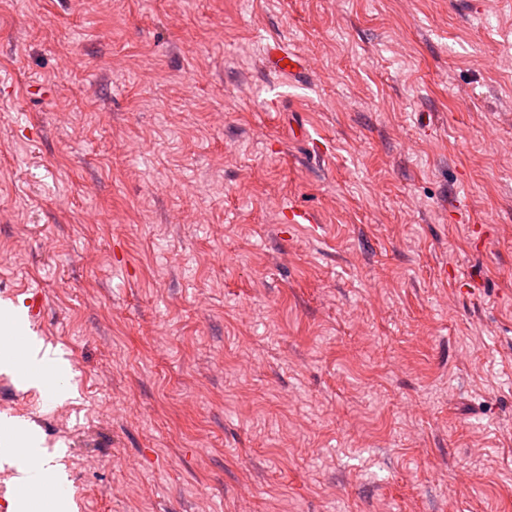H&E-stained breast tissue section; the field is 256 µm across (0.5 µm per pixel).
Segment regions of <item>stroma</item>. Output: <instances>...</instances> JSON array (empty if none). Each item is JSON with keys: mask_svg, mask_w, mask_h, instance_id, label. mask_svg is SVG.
Wrapping results in <instances>:
<instances>
[{"mask_svg": "<svg viewBox=\"0 0 512 512\" xmlns=\"http://www.w3.org/2000/svg\"><path fill=\"white\" fill-rule=\"evenodd\" d=\"M478 2L0 0V305L70 366L68 416L1 371L0 416L69 512H512V0ZM266 57L269 68L276 73L293 75L303 70L299 58L278 42L267 46ZM285 60H288V63H285ZM5 423L11 424L16 430L18 443L23 447L21 451L24 454V448H26L25 454L30 461L29 465L20 469L21 476L19 477V481L22 486H34L43 481L55 482L61 489L57 497L56 506L57 508H65L67 505L64 500L68 493L67 484L64 473L57 464L53 463L54 456L45 455L39 445L38 439L22 431L21 424L18 420L13 418L6 419L1 416L0 429ZM9 424L6 425L10 428Z\"/></svg>", "mask_w": 512, "mask_h": 512, "instance_id": "35a3bbf8", "label": "stroma"}]
</instances>
